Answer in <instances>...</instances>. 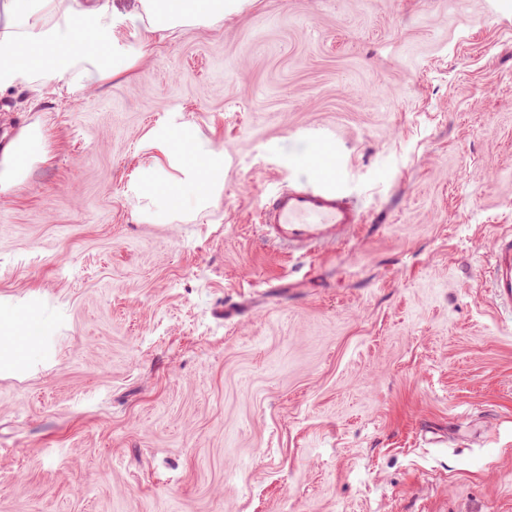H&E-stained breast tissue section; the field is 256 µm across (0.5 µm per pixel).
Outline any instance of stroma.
<instances>
[{
	"instance_id": "stroma-1",
	"label": "stroma",
	"mask_w": 512,
	"mask_h": 512,
	"mask_svg": "<svg viewBox=\"0 0 512 512\" xmlns=\"http://www.w3.org/2000/svg\"><path fill=\"white\" fill-rule=\"evenodd\" d=\"M190 122L224 192L145 220ZM0 512H512V0H247L127 74L0 95ZM327 138L365 222L303 269L260 209ZM39 160H48L45 137L38 128H26L2 147L0 193L20 184L28 165ZM492 259L484 270L482 281L494 299L498 313L512 316V232L493 237Z\"/></svg>"
}]
</instances>
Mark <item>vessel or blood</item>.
I'll return each instance as SVG.
<instances>
[{"label": "vessel or blood", "mask_w": 512, "mask_h": 512, "mask_svg": "<svg viewBox=\"0 0 512 512\" xmlns=\"http://www.w3.org/2000/svg\"><path fill=\"white\" fill-rule=\"evenodd\" d=\"M362 221L358 207L337 186L333 175L319 181L298 180L273 192L260 212V228L267 241L298 261L330 244L348 240ZM492 259L482 281L501 316H512V232L494 236Z\"/></svg>", "instance_id": "vessel-or-blood-1"}]
</instances>
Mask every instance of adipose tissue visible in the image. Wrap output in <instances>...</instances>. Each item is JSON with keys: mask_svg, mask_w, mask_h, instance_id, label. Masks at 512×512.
I'll use <instances>...</instances> for the list:
<instances>
[{"mask_svg": "<svg viewBox=\"0 0 512 512\" xmlns=\"http://www.w3.org/2000/svg\"><path fill=\"white\" fill-rule=\"evenodd\" d=\"M243 0H137L134 11L113 0H0V91L25 86L36 92L102 81L130 71L155 38L194 25L222 22ZM137 31L136 51L122 43L126 27ZM107 53V66L95 63ZM148 158L135 191L145 200L143 218L179 213L184 201L205 209L224 190V150L186 122L154 129L142 145ZM45 137L24 129L0 147V193L21 183L29 164L47 161Z\"/></svg>", "mask_w": 512, "mask_h": 512, "instance_id": "obj_1", "label": "adipose tissue"}]
</instances>
